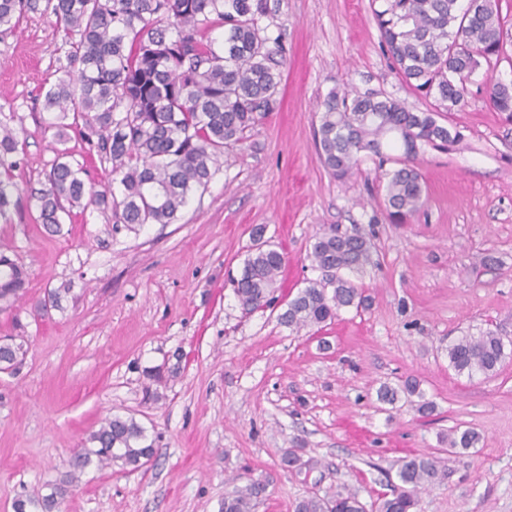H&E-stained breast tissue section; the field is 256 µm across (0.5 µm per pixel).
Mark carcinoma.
I'll return each instance as SVG.
<instances>
[{
  "instance_id": "1",
  "label": "carcinoma",
  "mask_w": 512,
  "mask_h": 512,
  "mask_svg": "<svg viewBox=\"0 0 512 512\" xmlns=\"http://www.w3.org/2000/svg\"><path fill=\"white\" fill-rule=\"evenodd\" d=\"M380 41L399 75L429 103L415 112L404 102L378 93L332 89L320 102L316 147L320 163L343 179L367 158L388 159L385 149L401 143L399 168L386 174L384 204L390 219L404 223L425 201V181L413 164L422 146L446 149L460 132L437 117L465 105L467 82L482 66H496L504 55L507 31L500 0H372ZM270 0H0V28L15 29L27 13L55 18L62 28L63 58L56 79L43 96L54 114L46 129L62 142L74 131L112 162L121 192L87 185V171L63 149L34 193L38 220L45 230L62 232L63 216L81 204L112 213V223L137 231L147 224H172L194 191L216 173L224 148L244 139L258 116L277 103L283 78L281 34L262 24L279 9ZM223 30L221 40L208 36ZM493 111L512 122V84L489 80ZM19 139L0 119V218L10 220L19 203L14 171L20 166ZM310 257L325 278L310 283L287 303L281 321L300 331L333 319L366 301L362 289L344 272L370 259L364 233L347 235L331 226L314 236ZM283 253L271 240L256 239L244 260L234 294L253 310L276 291ZM29 282L26 266L0 249V305H12ZM512 340L490 331L465 335L448 345V365L459 375L492 376ZM22 336L0 338V368L22 365ZM480 435L456 429L450 449L464 453ZM92 447L76 453L70 470L38 500L18 499L15 512L35 507L53 512L78 475L92 461L120 462L137 470L154 457L145 428L133 417L114 415L94 431ZM439 460L417 455L400 461L391 496L377 499L375 512H413L418 494L433 486ZM265 486L258 480L224 496V512H255ZM295 512H366L350 491L329 498L309 497Z\"/></svg>"
}]
</instances>
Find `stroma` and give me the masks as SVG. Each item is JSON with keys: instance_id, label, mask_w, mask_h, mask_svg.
<instances>
[{"instance_id": "35a3bbf8", "label": "stroma", "mask_w": 512, "mask_h": 512, "mask_svg": "<svg viewBox=\"0 0 512 512\" xmlns=\"http://www.w3.org/2000/svg\"><path fill=\"white\" fill-rule=\"evenodd\" d=\"M371 0H281L285 65L273 112L225 148L206 189L172 224L113 228L110 211L74 209L48 235L31 189L60 147L95 185L120 191L112 163L78 136L59 145L44 124L41 91L56 79L61 34L27 14L0 32V113L22 149L20 208L0 220V247L25 264V296L0 309V336H24L28 354L0 372V512L38 499L74 452L114 415L134 417L157 463L136 471L89 465L57 512H222L224 496L266 483L256 512H295L306 495L349 490L363 502L390 492L399 460L439 458L440 476L416 512H512V359L486 378L456 374L448 343L494 331L512 339V123L489 106L490 77L512 79V45L479 70L461 132L448 149L422 147L424 207L392 223L377 162L334 178L321 165L319 102L333 88L374 91L426 109L379 43ZM360 228L371 260L354 281L366 308L300 331L281 323L289 299L321 279L309 258L329 226ZM263 229L285 255L276 301L244 312L234 279ZM67 288L61 307L49 292ZM165 381L161 398L145 385ZM415 378L432 413L381 386ZM481 440L450 452L456 428ZM296 450L290 468L281 458Z\"/></svg>"}]
</instances>
